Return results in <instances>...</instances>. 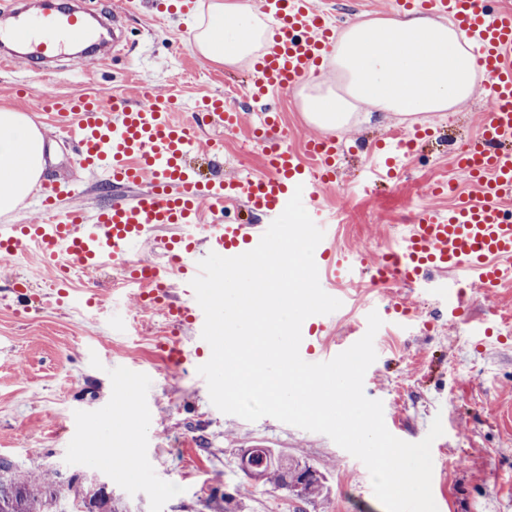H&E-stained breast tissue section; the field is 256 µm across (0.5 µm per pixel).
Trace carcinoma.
Here are the masks:
<instances>
[{"instance_id": "obj_1", "label": "carcinoma", "mask_w": 512, "mask_h": 512, "mask_svg": "<svg viewBox=\"0 0 512 512\" xmlns=\"http://www.w3.org/2000/svg\"><path fill=\"white\" fill-rule=\"evenodd\" d=\"M241 464L252 466L257 485L274 490L294 489L307 499L324 497L320 475L301 482L300 473L310 467L297 457L253 448ZM61 485L62 474L57 470L21 473L13 461L1 458L0 512H77V506L86 503L87 492L73 479L68 482V492H60Z\"/></svg>"}]
</instances>
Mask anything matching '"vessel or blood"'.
Segmentation results:
<instances>
[{"label": "vessel or blood", "mask_w": 512, "mask_h": 512, "mask_svg": "<svg viewBox=\"0 0 512 512\" xmlns=\"http://www.w3.org/2000/svg\"><path fill=\"white\" fill-rule=\"evenodd\" d=\"M396 10L421 9L452 19L471 40L490 78L489 109L479 136L458 156L477 188L473 199L460 200L445 210L421 209L409 225L397 251L372 259L349 257L320 242L314 259L327 277L367 276L373 281L413 282L427 271L464 270L474 273L484 287L504 282L512 269V8L492 6L491 0H394ZM272 20V36L254 67L253 95L287 92L321 66L335 32L329 13L313 0H260ZM95 33L78 8L31 15L15 10L9 27H0V62L16 63L17 47H30L33 68L63 55L77 44L94 42ZM43 108L70 135L72 151L87 171L116 188L133 189L130 198L113 200L92 210L60 211L59 188L42 189L41 219L33 224H0V253L15 256L33 247L56 271L59 297L68 295V274L89 273L112 265L129 281H144L137 299L164 308L176 322L192 330L189 345L175 343L172 363L193 373L207 343L202 338L204 313L190 286L198 263L209 253L234 257L254 249L266 227L262 224H206L204 211L218 213L225 203L243 205L267 219L282 214L294 192L320 229L328 216L317 201L316 188L336 179L338 136L306 137L302 148L275 142L264 150L262 174L225 179L223 172L205 177L187 164L188 157L205 150L211 158L224 153L223 139L200 144L194 126L181 120L173 99L154 86L142 85L136 103L115 94L106 99L48 96ZM207 115L219 116L225 130L241 125V114L226 108L223 98L205 101ZM410 141L391 139L382 144L375 164L377 176H392ZM166 227L180 228L179 236L160 241ZM162 243L172 254L167 265L130 261L140 245ZM181 301L168 303L170 289Z\"/></svg>", "instance_id": "vessel-or-blood-1"}]
</instances>
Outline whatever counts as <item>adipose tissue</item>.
<instances>
[{"label":"adipose tissue","mask_w":512,"mask_h":512,"mask_svg":"<svg viewBox=\"0 0 512 512\" xmlns=\"http://www.w3.org/2000/svg\"><path fill=\"white\" fill-rule=\"evenodd\" d=\"M264 20L239 0H211L193 34L195 51L235 65L257 57L270 39ZM347 82L338 94L313 80L299 94L310 122L348 126L359 106L402 115L447 112L468 101L483 69L451 24L417 14L352 20L327 59ZM45 140L26 114L0 108V214L18 208L47 168Z\"/></svg>","instance_id":"adipose-tissue-1"}]
</instances>
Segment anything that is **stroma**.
<instances>
[{
    "label": "stroma",
    "instance_id": "stroma-1",
    "mask_svg": "<svg viewBox=\"0 0 512 512\" xmlns=\"http://www.w3.org/2000/svg\"><path fill=\"white\" fill-rule=\"evenodd\" d=\"M209 2L196 0L193 13H172L159 24L153 0H133L123 16L124 53L102 61L66 55L44 74L22 63L0 68V106L41 123L45 96L122 94L133 101L140 84L151 83L178 98L188 117L197 99L236 93L233 105L245 129L258 111L244 85L249 66L217 64L191 47L195 19L206 14ZM273 100L282 108L283 139L300 146L314 129L299 97L278 93ZM488 107L482 84L462 107L425 121L461 147L479 130ZM400 126L411 129L415 123L376 111L343 133L345 141L360 146L342 149L336 180L320 193L329 213L346 214L335 227L334 244L343 254H372L396 244L412 220L420 185L449 179L459 192L471 190L436 139L405 159L390 183L368 184L369 146ZM244 129L228 135L215 122L202 128L203 137L224 139L225 176L263 171V147L250 142ZM42 131L52 154L43 179L69 188L59 209L104 203L97 178L75 162L65 135L48 125ZM14 279L25 282V299L11 292ZM462 285L466 301L452 315L445 301L420 294L413 284L337 280L325 288L341 302L327 342L342 343L364 323L368 307L407 308L413 329L384 325L375 335L377 359L367 370L365 395L382 401L387 429L407 442L423 440L433 419L441 418L444 433L431 448L438 512H512V282L485 288L467 273ZM70 296L71 304L57 305L52 274L35 251L0 255V458L25 470L37 464L60 470L91 489L106 486L119 512H216V502L226 495L241 498L244 512H385L365 465L326 435L271 417L249 422L214 407L205 382L171 368L161 356L160 345L169 337L188 343L189 326L142 308L121 288L116 270L74 277ZM132 315L139 335L113 332V325ZM116 365L123 366L127 380L144 378L151 385L127 474L94 460L96 451L124 445L122 433L112 429L127 398L124 383L112 376ZM257 446L322 471L326 499L311 502L261 487L243 494L249 480L240 458Z\"/></svg>",
    "mask_w": 512,
    "mask_h": 512
}]
</instances>
